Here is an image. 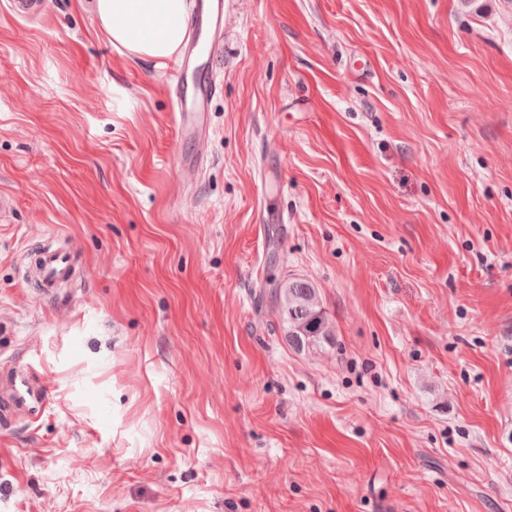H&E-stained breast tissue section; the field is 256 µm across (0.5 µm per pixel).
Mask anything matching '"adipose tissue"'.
Segmentation results:
<instances>
[{
	"instance_id": "adipose-tissue-1",
	"label": "adipose tissue",
	"mask_w": 512,
	"mask_h": 512,
	"mask_svg": "<svg viewBox=\"0 0 512 512\" xmlns=\"http://www.w3.org/2000/svg\"><path fill=\"white\" fill-rule=\"evenodd\" d=\"M96 14L112 46L165 65L185 37L187 0H78Z\"/></svg>"
}]
</instances>
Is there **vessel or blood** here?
<instances>
[{
    "instance_id": "b4317fda",
    "label": "vessel or blood",
    "mask_w": 512,
    "mask_h": 512,
    "mask_svg": "<svg viewBox=\"0 0 512 512\" xmlns=\"http://www.w3.org/2000/svg\"><path fill=\"white\" fill-rule=\"evenodd\" d=\"M224 0H196L194 18L183 54L173 71L174 122L179 139H203L209 105L219 79L207 58L222 39ZM38 273L45 292L70 276L72 267L66 254L44 251L37 257ZM7 385L0 399V427H10L20 410L39 409L48 401V387L28 366L11 367L4 377Z\"/></svg>"
}]
</instances>
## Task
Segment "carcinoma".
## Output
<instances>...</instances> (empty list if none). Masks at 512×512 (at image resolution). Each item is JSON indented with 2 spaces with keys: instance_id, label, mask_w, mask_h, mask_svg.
Returning <instances> with one entry per match:
<instances>
[{
  "instance_id": "carcinoma-1",
  "label": "carcinoma",
  "mask_w": 512,
  "mask_h": 512,
  "mask_svg": "<svg viewBox=\"0 0 512 512\" xmlns=\"http://www.w3.org/2000/svg\"><path fill=\"white\" fill-rule=\"evenodd\" d=\"M270 298L280 308L288 345L293 349L305 351L334 344L333 326L311 282L289 279L272 288Z\"/></svg>"
}]
</instances>
